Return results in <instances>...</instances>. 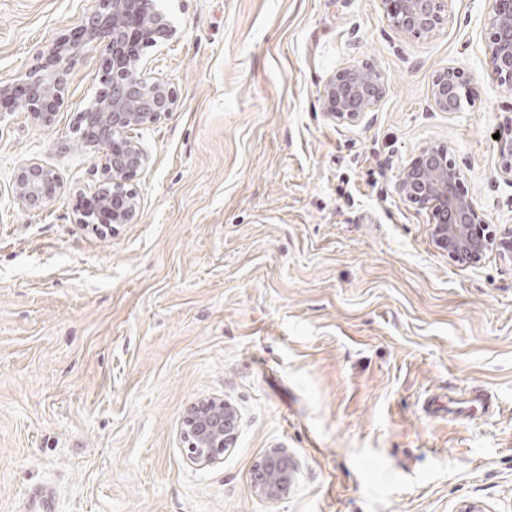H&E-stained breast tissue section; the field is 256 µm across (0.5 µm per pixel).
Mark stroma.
Masks as SVG:
<instances>
[{
    "label": "stroma",
    "mask_w": 512,
    "mask_h": 512,
    "mask_svg": "<svg viewBox=\"0 0 512 512\" xmlns=\"http://www.w3.org/2000/svg\"><path fill=\"white\" fill-rule=\"evenodd\" d=\"M178 33L146 48L177 106L142 131L129 224H78L100 152L73 147L102 84L81 52L53 126L0 122V512H512V262L462 266L429 210L401 199L404 165L453 148L461 191L512 226V91L483 78L486 0H448L414 36L378 0H164ZM96 0H0V82L21 76ZM381 71L377 111L330 118V75ZM473 79L460 112L433 73ZM33 159L63 187L32 211L11 176ZM478 388L500 412L469 421L429 398ZM220 397L234 444L201 467L182 450L187 406ZM296 463L287 495L253 492L270 449ZM471 77L458 67L449 66L431 78V101L440 112L463 111V102L470 97Z\"/></svg>",
    "instance_id": "stroma-1"
}]
</instances>
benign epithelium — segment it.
<instances>
[{
    "mask_svg": "<svg viewBox=\"0 0 512 512\" xmlns=\"http://www.w3.org/2000/svg\"><path fill=\"white\" fill-rule=\"evenodd\" d=\"M384 17L395 29L430 35L447 20L448 0H379ZM490 38L484 79L512 89V0H486ZM177 33L161 0H97L94 14L71 30L66 42L47 51L42 61L13 82L0 85V112L23 109L45 126L55 123L67 80L77 54L90 47L105 51L103 88L95 104L79 117L74 132L90 149L103 151L104 187L95 194V208L84 210L82 224H96L100 213L113 224H130L138 201L127 188L149 158L136 132L146 130L174 111L178 95L168 79L151 73L143 49L163 44ZM471 77L458 67L437 71L431 78V101L440 112L463 111L470 97ZM383 95L381 72L368 62H350L331 75L323 90L327 115L338 122L358 123L376 111ZM447 143H430L404 168L396 184L405 201L435 214L434 241L448 258L470 265L496 250L512 261V228L500 236L483 234L487 218L473 199L461 196L462 171L451 158ZM17 200L40 210L61 190L58 173L38 162L20 165L14 174ZM236 409L222 398L190 404L181 428L184 453L194 464H215L224 458L236 434ZM294 460L278 448L257 465L253 490L257 497L276 501L288 493Z\"/></svg>",
    "mask_w": 512,
    "mask_h": 512,
    "instance_id": "obj_1",
    "label": "benign epithelium"
}]
</instances>
